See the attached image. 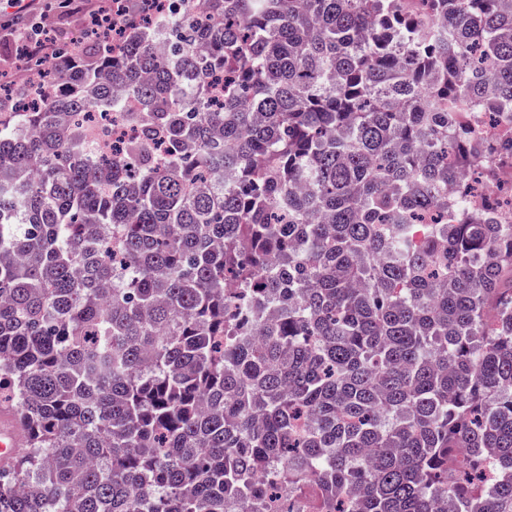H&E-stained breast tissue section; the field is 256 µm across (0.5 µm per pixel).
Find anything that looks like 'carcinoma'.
<instances>
[{
    "mask_svg": "<svg viewBox=\"0 0 512 512\" xmlns=\"http://www.w3.org/2000/svg\"><path fill=\"white\" fill-rule=\"evenodd\" d=\"M205 2L0 99V512H512V0ZM124 106L129 112H133L139 107V104L136 99L129 97L125 100ZM129 112H124L122 119L112 118L111 115L110 120L104 121L98 126V130L104 142L107 143L111 141L112 137L117 139L134 135L135 128L125 120L126 113ZM512 188V164L510 159L503 160L496 169V175L490 182H485L479 190L482 199L493 197L500 202V211L503 214L505 224H510L512 217V204L509 197L505 196V191ZM0 428V461L11 463L16 455L22 431L13 417L7 412L2 413Z\"/></svg>",
    "mask_w": 512,
    "mask_h": 512,
    "instance_id": "obj_1",
    "label": "carcinoma"
}]
</instances>
